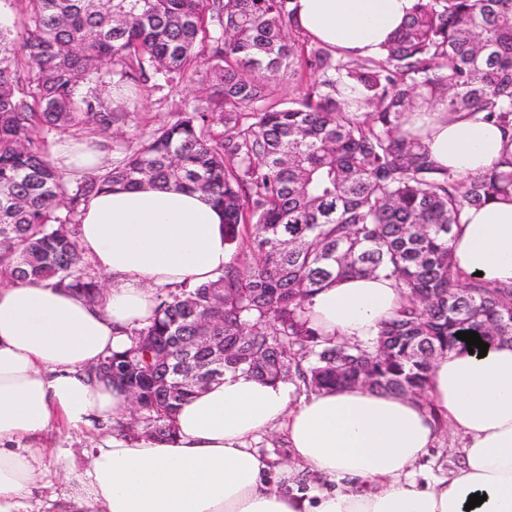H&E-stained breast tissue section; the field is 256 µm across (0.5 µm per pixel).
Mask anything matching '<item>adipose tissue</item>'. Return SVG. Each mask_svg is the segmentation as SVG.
<instances>
[{
  "instance_id": "1",
  "label": "adipose tissue",
  "mask_w": 512,
  "mask_h": 512,
  "mask_svg": "<svg viewBox=\"0 0 512 512\" xmlns=\"http://www.w3.org/2000/svg\"><path fill=\"white\" fill-rule=\"evenodd\" d=\"M416 0H293L313 42L350 57L379 53ZM433 159L466 176L512 149L497 125L467 113H414ZM53 164L79 178L99 154L58 142ZM224 217L187 189L115 187L80 215L78 248L112 280L91 303L45 280L0 285V512H32L42 457L31 443L57 422L80 432L129 412L125 392L91 377L125 351L131 329L149 324L159 288L204 285L231 262ZM456 270L512 285V201L467 209L451 241ZM401 292L384 275L353 276L316 291L307 304L320 334L376 338ZM295 383L228 373L182 403L165 439L113 430L86 465L72 468L56 512H512V343L485 357L456 347L434 361L427 399L359 386L297 395ZM461 435L460 465L421 483L416 466L437 438V420ZM280 428L291 453L281 478L302 468L327 486L284 491L254 443ZM480 493L484 502L465 505Z\"/></svg>"
}]
</instances>
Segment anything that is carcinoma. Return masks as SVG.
Here are the masks:
<instances>
[{
    "mask_svg": "<svg viewBox=\"0 0 512 512\" xmlns=\"http://www.w3.org/2000/svg\"><path fill=\"white\" fill-rule=\"evenodd\" d=\"M292 0H29L19 40L0 27V271L40 279L87 301L102 284L77 246L81 206L116 186L177 187L224 210L230 241L252 227L245 260L213 282L158 295L154 318L131 331L144 412L167 437L211 355L180 342L205 331L224 342V371L297 379L315 392L358 384L422 395L432 363L475 331L512 342V286L455 270L449 242L466 209L512 196V154L457 176L406 128L442 105L512 130V0H417L403 28L371 57L320 46L314 82L283 107L265 104L255 74L294 64ZM112 76L146 87L201 62L211 96L185 107L136 149L76 180L50 162L48 135L112 130V105L81 84ZM220 125L222 132L213 134ZM383 273L407 302L371 342L323 338L305 306L346 276ZM192 301L187 306L186 300ZM144 336L167 346L161 356ZM385 349L379 350L380 342ZM182 381L164 395L161 381Z\"/></svg>",
    "mask_w": 512,
    "mask_h": 512,
    "instance_id": "carcinoma-1",
    "label": "carcinoma"
}]
</instances>
